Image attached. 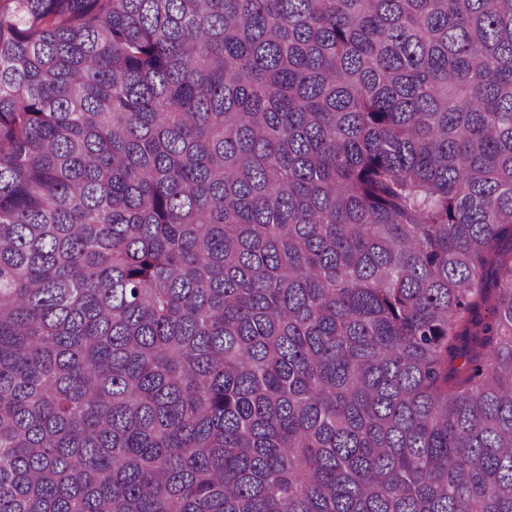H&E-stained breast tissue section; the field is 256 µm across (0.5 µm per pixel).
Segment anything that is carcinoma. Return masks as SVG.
Masks as SVG:
<instances>
[{"label":"carcinoma","mask_w":512,"mask_h":512,"mask_svg":"<svg viewBox=\"0 0 512 512\" xmlns=\"http://www.w3.org/2000/svg\"><path fill=\"white\" fill-rule=\"evenodd\" d=\"M510 242L512 0H0V512H512Z\"/></svg>","instance_id":"obj_1"}]
</instances>
